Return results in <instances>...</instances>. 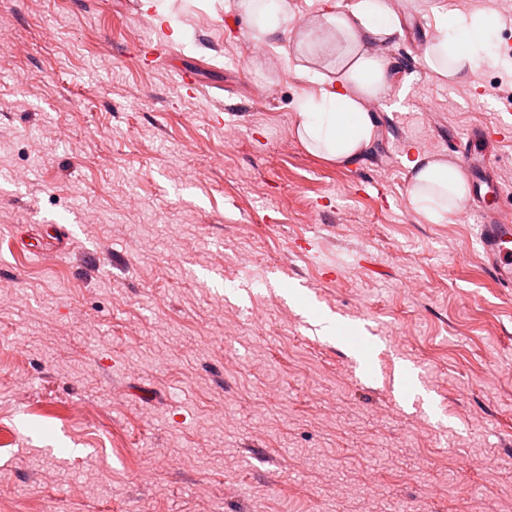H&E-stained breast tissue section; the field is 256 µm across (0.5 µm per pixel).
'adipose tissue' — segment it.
I'll use <instances>...</instances> for the list:
<instances>
[{"mask_svg": "<svg viewBox=\"0 0 512 512\" xmlns=\"http://www.w3.org/2000/svg\"><path fill=\"white\" fill-rule=\"evenodd\" d=\"M247 10L259 39L272 43L295 36L298 51L288 56V68L317 87L297 103L295 130L300 141L331 161L358 158L374 133L369 104L390 98L386 63L371 47L395 37L400 30L398 16L384 0H355L344 12L328 0L321 12L323 24L299 35L288 0H263L259 5L249 0ZM493 27V17L483 12L467 25L454 13L438 12L426 48L429 67L443 78L454 77L485 49ZM411 167L407 203L413 211L437 224L459 209L467 186L455 165L416 159Z\"/></svg>", "mask_w": 512, "mask_h": 512, "instance_id": "obj_1", "label": "adipose tissue"}]
</instances>
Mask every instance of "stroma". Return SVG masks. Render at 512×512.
I'll list each match as a JSON object with an SVG mask.
<instances>
[{"label":"stroma","instance_id":"1","mask_svg":"<svg viewBox=\"0 0 512 512\" xmlns=\"http://www.w3.org/2000/svg\"><path fill=\"white\" fill-rule=\"evenodd\" d=\"M387 3L392 104L336 163L242 0H0V512H512V288L477 213L406 201L512 107V0ZM442 8L497 20L443 82Z\"/></svg>","mask_w":512,"mask_h":512}]
</instances>
